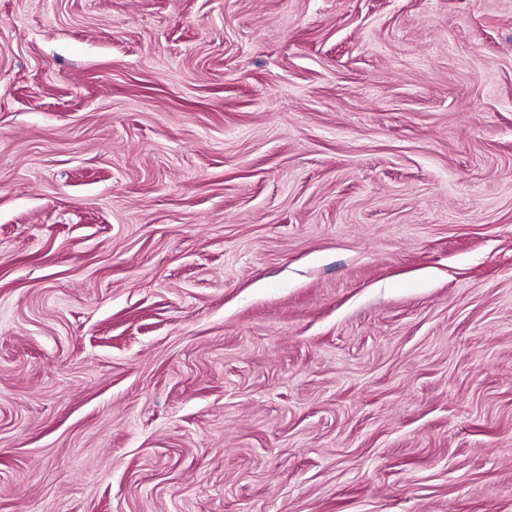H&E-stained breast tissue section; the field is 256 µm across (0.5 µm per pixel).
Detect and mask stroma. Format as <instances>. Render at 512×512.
Segmentation results:
<instances>
[{"label":"stroma","instance_id":"obj_1","mask_svg":"<svg viewBox=\"0 0 512 512\" xmlns=\"http://www.w3.org/2000/svg\"><path fill=\"white\" fill-rule=\"evenodd\" d=\"M0 512H512V0H0Z\"/></svg>","mask_w":512,"mask_h":512}]
</instances>
